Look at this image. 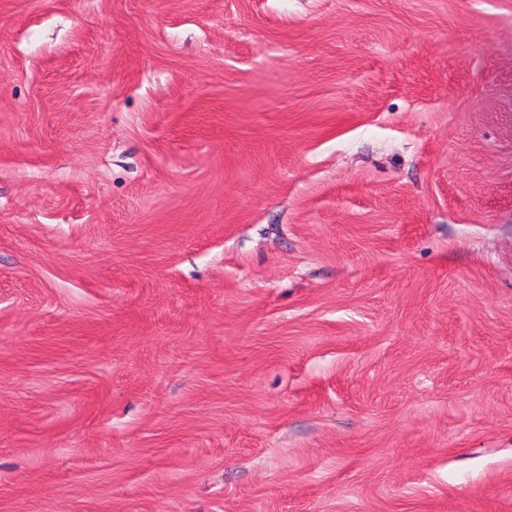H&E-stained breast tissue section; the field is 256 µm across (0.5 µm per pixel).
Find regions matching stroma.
Here are the masks:
<instances>
[{
  "instance_id": "stroma-1",
  "label": "stroma",
  "mask_w": 512,
  "mask_h": 512,
  "mask_svg": "<svg viewBox=\"0 0 512 512\" xmlns=\"http://www.w3.org/2000/svg\"><path fill=\"white\" fill-rule=\"evenodd\" d=\"M0 512H512V0H0Z\"/></svg>"
}]
</instances>
